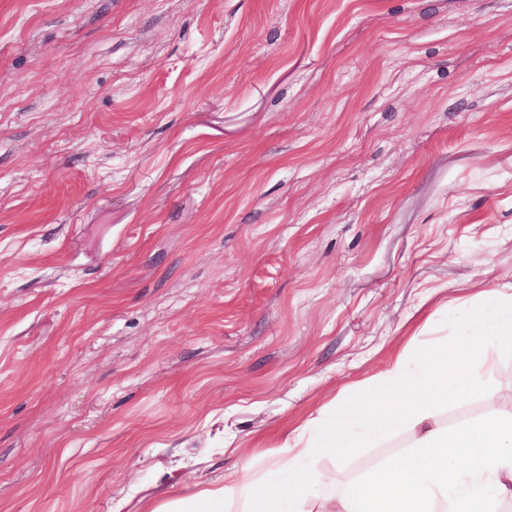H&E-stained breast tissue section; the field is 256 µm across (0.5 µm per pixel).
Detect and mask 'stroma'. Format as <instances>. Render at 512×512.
Wrapping results in <instances>:
<instances>
[{"mask_svg": "<svg viewBox=\"0 0 512 512\" xmlns=\"http://www.w3.org/2000/svg\"><path fill=\"white\" fill-rule=\"evenodd\" d=\"M509 286L512 0H0V512L285 483ZM469 369L440 425L512 410V351Z\"/></svg>", "mask_w": 512, "mask_h": 512, "instance_id": "obj_1", "label": "stroma"}]
</instances>
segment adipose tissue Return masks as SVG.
Returning a JSON list of instances; mask_svg holds the SVG:
<instances>
[{
	"label": "adipose tissue",
	"mask_w": 512,
	"mask_h": 512,
	"mask_svg": "<svg viewBox=\"0 0 512 512\" xmlns=\"http://www.w3.org/2000/svg\"><path fill=\"white\" fill-rule=\"evenodd\" d=\"M512 349V319L482 322L464 346L449 345L426 369L410 375L403 360L367 381L353 412L354 427L343 424L303 432L285 443L276 469L288 472V488L255 484L240 474L204 491L218 512H306L314 478L302 463L315 452L345 458L384 430L415 428L411 450L370 472L356 487L337 493L335 512H498L512 501V412L491 413L478 422L445 428L432 420L435 406L454 398H496L499 390L468 372L471 355Z\"/></svg>",
	"instance_id": "adipose-tissue-1"
}]
</instances>
